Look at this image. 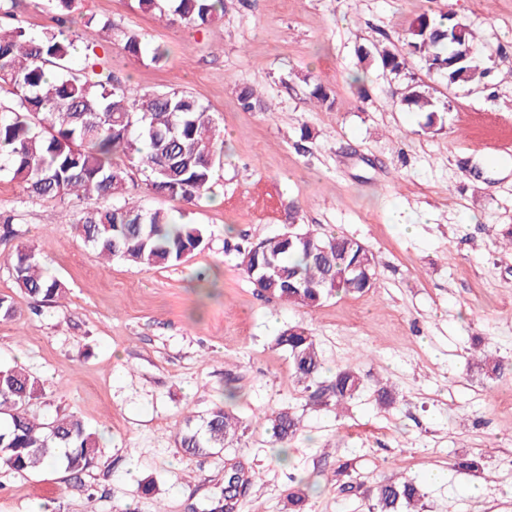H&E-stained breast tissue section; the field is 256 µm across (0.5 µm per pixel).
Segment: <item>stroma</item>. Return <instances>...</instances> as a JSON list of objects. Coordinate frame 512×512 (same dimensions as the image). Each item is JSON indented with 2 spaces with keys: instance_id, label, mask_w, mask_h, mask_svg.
Here are the masks:
<instances>
[{
  "instance_id": "obj_1",
  "label": "stroma",
  "mask_w": 512,
  "mask_h": 512,
  "mask_svg": "<svg viewBox=\"0 0 512 512\" xmlns=\"http://www.w3.org/2000/svg\"><path fill=\"white\" fill-rule=\"evenodd\" d=\"M446 12L479 47L482 83L448 84L416 56L382 69L381 50L405 53L418 19ZM91 17L110 21V36L95 38ZM72 19L77 56L99 41L119 81L207 106L224 161L188 209L130 169V197L185 211L209 235L184 263L139 270L104 263L76 236L81 204L29 199L0 176V211L15 216L13 234L0 233V293L16 304L0 320V365L38 379L34 414L75 413L102 434L79 478L0 469V512H205L233 463L262 475L235 512H291L297 490L305 512H367V487L404 478L419 484L421 512H512V373L470 358L479 347L512 362V155L497 150L512 144V0H224L220 19L179 28L137 0H75ZM128 31L165 45L164 60L127 56ZM317 84L331 106L311 97ZM245 86L260 100L251 111L238 102ZM413 87L431 113L408 107ZM292 224L364 242L375 286L314 308L262 296L226 245ZM22 244L68 288L38 315L12 276ZM294 326L316 337L326 369L388 383L392 407L368 391L340 413L308 405L273 345ZM222 404L247 420L240 442L185 456L183 421ZM288 407L303 430L279 448L267 418ZM466 453L481 455L480 471H455Z\"/></svg>"
}]
</instances>
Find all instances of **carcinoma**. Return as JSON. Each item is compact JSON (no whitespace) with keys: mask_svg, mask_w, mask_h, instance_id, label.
<instances>
[{"mask_svg":"<svg viewBox=\"0 0 512 512\" xmlns=\"http://www.w3.org/2000/svg\"><path fill=\"white\" fill-rule=\"evenodd\" d=\"M56 25L34 34L6 9L0 14V175L16 182L31 197L83 204L74 224L77 237L106 263L119 258L132 268L168 267L187 260L206 241L199 224L177 221L162 209L126 200L128 168L147 173L155 194L196 205L211 189L222 163L218 143L222 129L208 108L176 90L143 91L121 84L89 45L83 66L75 67V45L69 35L74 0H53ZM146 12L157 11L172 25H207L224 13V0H137ZM406 40L427 71L450 83L476 82L484 71L475 56L441 68L456 52L471 47L463 24L458 31L450 16L420 19ZM130 56L160 63L165 49L148 45L134 33L122 37ZM384 69L400 71L403 54H379ZM236 252L245 274L270 280L260 291L291 305L313 308L329 296L362 293L376 281L374 255L358 239L340 233L322 235L294 224L273 237ZM12 266L18 288L37 310L58 302L64 283L47 275L36 249H16ZM288 352L296 380L310 405L342 408L365 387V380L346 366L325 375L316 338L291 327L275 339ZM39 381L16 367H0V468L16 473L63 469L77 478L90 465L98 433L76 415L37 418L31 401ZM268 430L280 447L298 436L301 419L289 408L274 411ZM245 430L237 415L215 406L188 418L177 440L195 457L222 451ZM251 481L240 465L226 469L224 486L207 512H235L237 487ZM420 490L413 480L378 482L371 489L369 512H413Z\"/></svg>","mask_w":512,"mask_h":512,"instance_id":"carcinoma-1","label":"carcinoma"}]
</instances>
